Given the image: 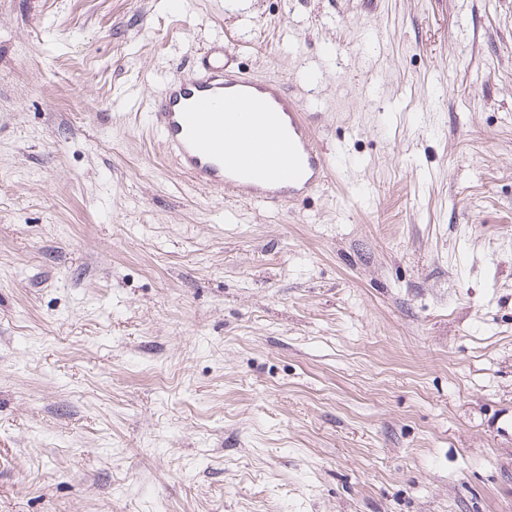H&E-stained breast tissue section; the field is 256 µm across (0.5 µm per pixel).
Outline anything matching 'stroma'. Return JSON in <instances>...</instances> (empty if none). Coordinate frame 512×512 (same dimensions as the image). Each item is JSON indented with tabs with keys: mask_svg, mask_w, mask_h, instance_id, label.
Listing matches in <instances>:
<instances>
[{
	"mask_svg": "<svg viewBox=\"0 0 512 512\" xmlns=\"http://www.w3.org/2000/svg\"><path fill=\"white\" fill-rule=\"evenodd\" d=\"M0 0V512H512V0ZM215 41L345 163L192 184Z\"/></svg>",
	"mask_w": 512,
	"mask_h": 512,
	"instance_id": "1",
	"label": "stroma"
}]
</instances>
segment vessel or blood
<instances>
[{"label":"vessel or blood","instance_id":"obj_1","mask_svg":"<svg viewBox=\"0 0 512 512\" xmlns=\"http://www.w3.org/2000/svg\"><path fill=\"white\" fill-rule=\"evenodd\" d=\"M149 122L180 170L207 189L295 203L328 175L312 123L284 84L247 75L220 46L164 90Z\"/></svg>","mask_w":512,"mask_h":512}]
</instances>
